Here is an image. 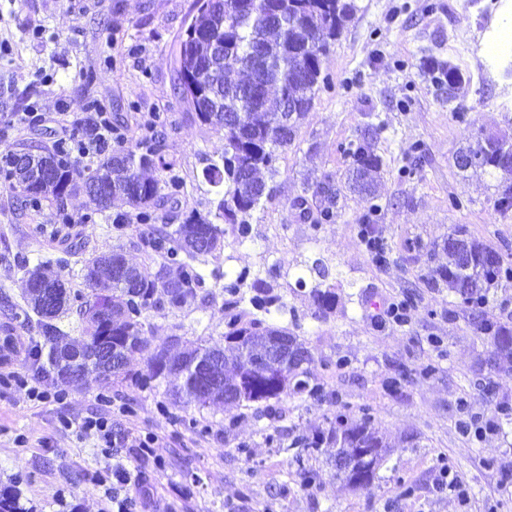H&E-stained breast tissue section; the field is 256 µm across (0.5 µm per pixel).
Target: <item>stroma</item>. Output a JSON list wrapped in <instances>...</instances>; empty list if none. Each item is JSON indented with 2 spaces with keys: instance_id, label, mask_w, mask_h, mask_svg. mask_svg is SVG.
Wrapping results in <instances>:
<instances>
[{
  "instance_id": "35a3bbf8",
  "label": "stroma",
  "mask_w": 512,
  "mask_h": 512,
  "mask_svg": "<svg viewBox=\"0 0 512 512\" xmlns=\"http://www.w3.org/2000/svg\"><path fill=\"white\" fill-rule=\"evenodd\" d=\"M191 3L0 0V42L10 47L0 57V153H43L57 136L36 123L10 126L13 113L79 120L97 102L126 138L153 132L170 164L159 179L183 183L149 224L115 223L127 204L116 200L101 211L82 192L34 209L0 183V338L22 341L0 352V361L26 380L0 386V486L14 485L27 512H112L95 474L117 459L145 512H512V418H500L497 431L480 439L459 428L466 414L489 416L512 403V354L493 355L488 336L470 323L472 304L430 284L433 269L448 262L440 243L459 230L493 244L512 268V212L496 210L488 176L454 164L478 128L512 136V109L500 105L512 96V66L484 51L506 0H357L248 239L226 231L222 249L198 261L207 271L267 272L298 319L296 333L312 355L302 369L318 396L202 407L176 399L170 377L132 385L148 377L157 352L223 347L229 296L208 284L191 305L143 313L149 348L129 355V381L61 386L37 376L29 352L39 336L24 317L23 267L49 263L72 291L85 292V260L119 249L130 263L156 267L144 238L174 229L185 211L207 212L217 199L203 170L223 154L224 135L198 120L176 80ZM33 22L42 27L34 39L26 33ZM429 58L461 72L456 93L423 72ZM370 123L379 128L374 150L383 160L376 195L343 192L335 223L314 225L319 204L305 197L304 174L344 184V149ZM63 211L74 225L60 224ZM85 215L92 223H82ZM365 221L384 238L386 262L361 243ZM316 260L336 293L334 310L319 320L311 295ZM381 297L406 301L408 321L374 318L368 302ZM35 381L47 399L29 397ZM105 401L113 448L62 428V416L81 419ZM339 422L367 423L385 443L369 488L337 477L329 442L311 446ZM130 431L155 437L152 456L125 446ZM443 456L467 486V508L453 492L434 488Z\"/></svg>"
}]
</instances>
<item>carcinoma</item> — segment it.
<instances>
[{"mask_svg":"<svg viewBox=\"0 0 512 512\" xmlns=\"http://www.w3.org/2000/svg\"><path fill=\"white\" fill-rule=\"evenodd\" d=\"M355 0H192V21L180 39L176 73L183 100L201 123L224 132V155L211 161L204 177L214 187L224 188L215 210L185 213L181 224L172 231L151 233L147 246L161 258L152 271L128 264L117 250L99 255L83 265V280L90 293L71 294L66 283L50 277L41 268L24 271L27 302L38 316L40 341L31 357L47 354L51 370L61 384L71 383L67 368L59 366L63 351L80 354L75 369H87L104 379L118 377L123 367L112 366V358H128L148 347L141 316L152 306L181 309L193 303L204 282L195 262L214 252L224 239L221 224H229L244 238L250 226L248 217L271 197L274 188L268 179L278 172V152L292 145L300 120L309 110L320 89L322 66L330 42L336 40L354 16ZM219 44L223 62L215 64L213 44ZM426 73L438 85L457 87L461 73L452 65L428 63ZM377 129L367 127L348 143L344 153L349 158L346 184L350 192L370 196L376 191V178L382 159L370 146ZM461 154L480 156L477 169L494 181L495 207L505 215L512 211V175L500 171L503 159L512 156V137L478 132L474 143L459 150ZM4 183L19 192L24 201L36 206L43 200L63 201L84 190L96 201L99 210L110 207L121 197L139 211L143 223L152 220L161 192L179 191L180 184L161 182L146 172L166 168L159 143L141 139L130 146L119 145L103 155L96 166L81 168L78 157L61 149L40 158L37 167L5 160ZM327 176L304 187L319 199V222H335L340 188L326 192ZM454 247H444L448 265L439 269L434 284L442 283L448 291L468 302H477L470 323L491 336L496 350L512 353V329L493 321L482 307L486 292L498 280L503 259L493 247L462 235L453 236ZM100 275L94 282L92 274ZM215 285L231 296L224 342L232 355L215 349H195L182 354L161 352L151 359L154 377L175 374L181 377L177 394L200 406L224 403V384L232 383L238 394L236 405L267 402L283 394H313L316 389L298 378L300 366L310 360L308 350L298 336L271 322L288 313L279 295L270 293L268 282L243 269L235 276L213 273ZM59 286L65 303H76L80 320V339L67 342L56 323L59 313L49 314L33 288ZM311 294L316 304L315 317L325 318L336 304L331 288L315 285ZM260 336H286L293 350L286 374L245 354ZM328 440L336 443L337 455L350 467L347 480L365 473L373 480L384 448L382 438L367 424L351 428H333ZM373 453L365 458L362 449ZM0 512H25L18 492L0 487Z\"/></svg>","mask_w":512,"mask_h":512,"instance_id":"cac0c4a2","label":"carcinoma"}]
</instances>
